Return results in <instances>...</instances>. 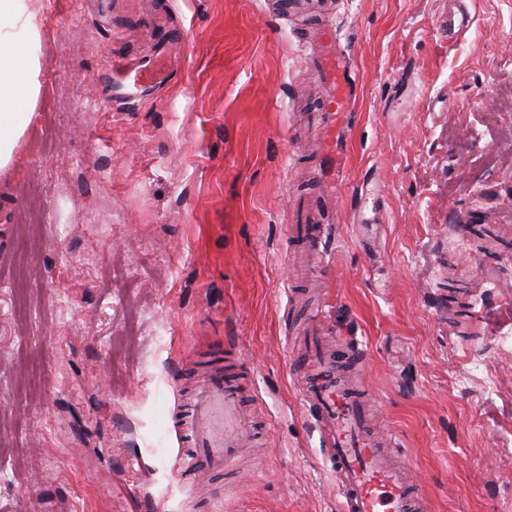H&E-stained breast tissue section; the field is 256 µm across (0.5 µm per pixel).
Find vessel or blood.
I'll list each match as a JSON object with an SVG mask.
<instances>
[{"mask_svg": "<svg viewBox=\"0 0 512 512\" xmlns=\"http://www.w3.org/2000/svg\"><path fill=\"white\" fill-rule=\"evenodd\" d=\"M308 60L328 87L318 130V173L327 197L313 201L302 223L294 225L288 247L306 255L330 280L336 274V212L331 198L342 170V118L354 106L360 84L334 24L322 28ZM169 68L166 55L160 54L133 78L118 74L114 80L132 82L139 90L151 89L169 77ZM331 300L324 293L306 306L297 300L290 304V370L302 405L327 448L325 461L336 476L343 512H430L422 489L410 480L405 467L392 464L388 448L380 445L369 424V393L357 378L365 351L357 337L337 334L336 319L326 312ZM240 401L233 376L220 370L209 375L181 420L185 450L176 471L178 479L221 472L233 464L246 427L239 416Z\"/></svg>", "mask_w": 512, "mask_h": 512, "instance_id": "b4317fda", "label": "vessel or blood"}]
</instances>
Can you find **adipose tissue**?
<instances>
[{
  "mask_svg": "<svg viewBox=\"0 0 512 512\" xmlns=\"http://www.w3.org/2000/svg\"><path fill=\"white\" fill-rule=\"evenodd\" d=\"M40 66L41 39L29 0H0V169L23 132L21 114L35 110Z\"/></svg>",
  "mask_w": 512,
  "mask_h": 512,
  "instance_id": "adipose-tissue-1",
  "label": "adipose tissue"
}]
</instances>
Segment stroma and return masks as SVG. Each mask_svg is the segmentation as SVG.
<instances>
[{
    "label": "stroma",
    "mask_w": 512,
    "mask_h": 512,
    "mask_svg": "<svg viewBox=\"0 0 512 512\" xmlns=\"http://www.w3.org/2000/svg\"><path fill=\"white\" fill-rule=\"evenodd\" d=\"M361 93L336 322L431 512H512V0H332ZM40 90L0 170V512H339L290 372L288 227L315 155L278 0H30ZM179 34L171 82L114 103ZM247 363L262 442L175 477L193 375Z\"/></svg>",
    "instance_id": "1"
}]
</instances>
